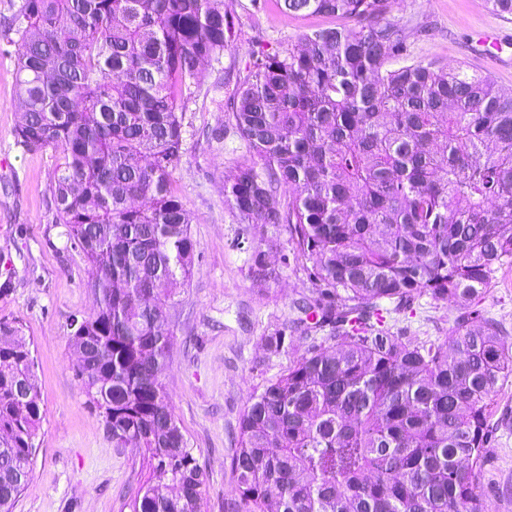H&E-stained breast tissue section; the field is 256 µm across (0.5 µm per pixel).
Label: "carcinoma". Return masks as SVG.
Here are the masks:
<instances>
[{"label": "carcinoma", "mask_w": 512, "mask_h": 512, "mask_svg": "<svg viewBox=\"0 0 512 512\" xmlns=\"http://www.w3.org/2000/svg\"><path fill=\"white\" fill-rule=\"evenodd\" d=\"M391 2L277 0L346 23L254 54L228 99L248 156L224 198L248 225L251 273L276 279L255 240L285 226L315 289L265 337L279 353L297 331L305 354L250 395L224 512H481L490 401L512 374L478 308L512 266V92L412 58ZM230 33L224 0H22L0 30L15 143L60 154L54 221L92 271L96 310L70 335L92 362L83 390L115 447L151 462L131 512H198L205 484L160 379L198 247L171 176L184 95ZM422 295L459 312L448 339L387 323ZM41 419L31 350L0 321V512L30 478Z\"/></svg>", "instance_id": "obj_1"}]
</instances>
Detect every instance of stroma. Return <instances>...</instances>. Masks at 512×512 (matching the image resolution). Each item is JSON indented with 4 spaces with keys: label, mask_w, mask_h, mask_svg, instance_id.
<instances>
[{
    "label": "stroma",
    "mask_w": 512,
    "mask_h": 512,
    "mask_svg": "<svg viewBox=\"0 0 512 512\" xmlns=\"http://www.w3.org/2000/svg\"><path fill=\"white\" fill-rule=\"evenodd\" d=\"M233 36L220 59L203 66L199 88L183 109L182 155L172 188L190 210L199 257L170 310L174 342L162 372L171 405L194 456L206 472L200 512H224L233 494L230 458L249 396L262 389L305 345L271 353L264 338L293 316L292 304L310 294L301 264L283 265L295 245L288 232L263 241L279 278L257 282L247 235L224 201V179L244 153L231 113L222 109L254 52L297 44L322 17L290 18L266 0H224ZM388 18L403 28L412 56L463 66L491 75L512 89V19L490 12L484 0H394ZM490 29L506 35L502 45L481 47L477 35ZM21 118L16 69L0 52V321L18 322L30 345L41 391L42 423L31 478L13 512H130L131 494L150 469L141 449L118 448L102 414L89 403L76 376L68 341L72 318L92 313L90 267L67 248L55 226L51 183L58 164L54 150L25 151L12 132ZM221 138H211L214 128ZM486 317L505 329L512 346V268L498 272L479 303ZM456 309L423 296L412 312L390 314L389 324L418 338L446 339ZM494 438L476 471L482 512H512V378L492 398Z\"/></svg>",
    "instance_id": "obj_1"
}]
</instances>
